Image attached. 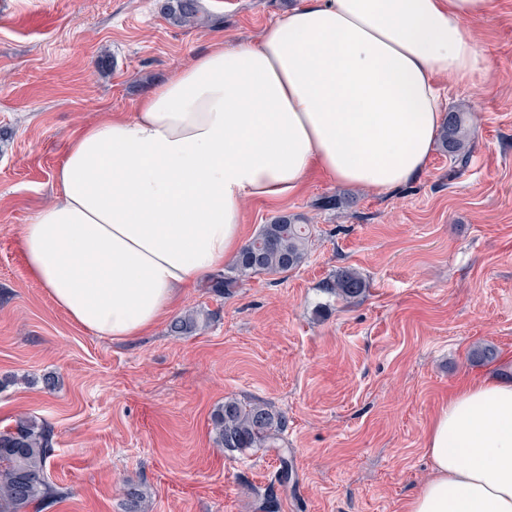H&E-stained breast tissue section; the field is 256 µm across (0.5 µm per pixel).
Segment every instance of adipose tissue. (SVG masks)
I'll list each match as a JSON object with an SVG mask.
<instances>
[{"label": "adipose tissue", "instance_id": "obj_1", "mask_svg": "<svg viewBox=\"0 0 512 512\" xmlns=\"http://www.w3.org/2000/svg\"><path fill=\"white\" fill-rule=\"evenodd\" d=\"M492 0H302L258 40L219 42L135 112L79 125L20 247L74 322L118 341L235 258L243 204L313 173L380 194L427 169L439 82L486 80L467 33ZM432 475L407 512H512V382L463 383L425 435Z\"/></svg>", "mask_w": 512, "mask_h": 512}]
</instances>
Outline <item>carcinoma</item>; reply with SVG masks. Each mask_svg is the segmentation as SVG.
<instances>
[{"label": "carcinoma", "instance_id": "carcinoma-1", "mask_svg": "<svg viewBox=\"0 0 512 512\" xmlns=\"http://www.w3.org/2000/svg\"><path fill=\"white\" fill-rule=\"evenodd\" d=\"M163 12L176 27L198 21L197 0H165ZM441 148L459 167L470 158L466 113L450 112L440 133ZM314 235V225L299 215H280L262 225L224 272L210 276L204 288L216 296L230 295L258 275H280L299 268L305 261ZM367 285L355 270L342 271L326 290L345 300L363 295ZM203 318L189 312L173 318L168 334L175 338L194 335ZM216 441L227 451L243 452L276 439L286 427V418L261 401L227 398L211 415ZM55 452V435L47 420L21 416L15 425L0 430V512H43L66 493L53 486L47 475ZM279 485L292 480L288 450H279Z\"/></svg>", "mask_w": 512, "mask_h": 512}]
</instances>
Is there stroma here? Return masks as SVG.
I'll use <instances>...</instances> for the list:
<instances>
[{"instance_id":"35a3bbf8","label":"stroma","mask_w":512,"mask_h":512,"mask_svg":"<svg viewBox=\"0 0 512 512\" xmlns=\"http://www.w3.org/2000/svg\"><path fill=\"white\" fill-rule=\"evenodd\" d=\"M300 0H199L172 26L163 0H9L0 10V430L48 420L49 512H263L275 450L217 446L211 413L255 400L285 416L294 482L274 512H405L431 471L425 434L464 379L512 381V0L472 27L486 81L441 80L445 111L469 115L467 167L434 149L426 172L390 193L313 176L276 205L246 201L253 237L282 214L316 228L298 269L221 298L185 289L174 309L209 313L195 335L160 322L132 341L98 336L27 273L24 224L52 191L72 130L139 98L216 40H255ZM108 65L98 68L97 61ZM336 197L333 209L322 198ZM367 283L345 302L324 285ZM493 346L496 363L470 358ZM56 387L46 390L45 376ZM366 288L365 279L353 269L343 270L336 280L326 286V290L345 300L360 297Z\"/></svg>"}]
</instances>
